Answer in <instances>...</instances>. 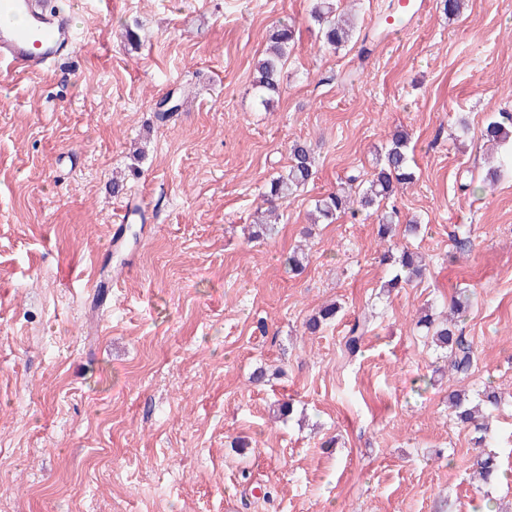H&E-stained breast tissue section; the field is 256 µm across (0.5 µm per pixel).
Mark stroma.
<instances>
[{
	"label": "stroma",
	"instance_id": "1",
	"mask_svg": "<svg viewBox=\"0 0 512 512\" xmlns=\"http://www.w3.org/2000/svg\"><path fill=\"white\" fill-rule=\"evenodd\" d=\"M397 2L337 0L365 56L322 47L313 0H62L71 60L0 70V512H512V144L482 140L512 115V0H465L456 18L426 0L376 35ZM286 19L295 46L263 107L254 66ZM401 129L415 177L380 208L421 224L398 244L427 270L387 292L377 210L309 215L351 170L372 179ZM296 141L314 180L274 238H252ZM461 294L476 363L459 380L416 320ZM357 318L370 331L348 360ZM488 384L503 401L480 443L448 395ZM480 452L502 478L479 495Z\"/></svg>",
	"mask_w": 512,
	"mask_h": 512
}]
</instances>
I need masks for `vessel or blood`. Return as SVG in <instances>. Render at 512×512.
I'll return each mask as SVG.
<instances>
[{"label": "vessel or blood", "mask_w": 512, "mask_h": 512, "mask_svg": "<svg viewBox=\"0 0 512 512\" xmlns=\"http://www.w3.org/2000/svg\"><path fill=\"white\" fill-rule=\"evenodd\" d=\"M76 37L68 16L43 9L38 0H0V64L37 75L70 58Z\"/></svg>", "instance_id": "b4317fda"}]
</instances>
